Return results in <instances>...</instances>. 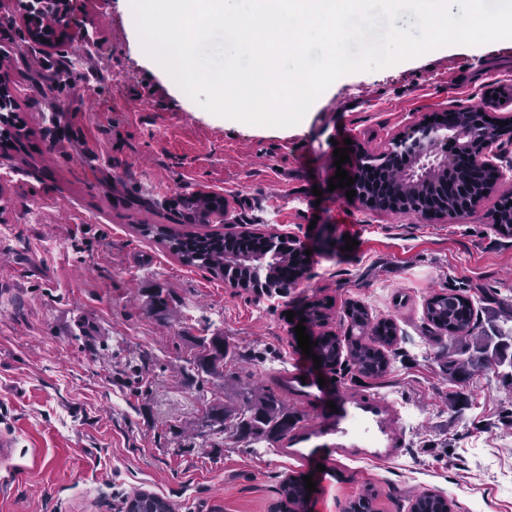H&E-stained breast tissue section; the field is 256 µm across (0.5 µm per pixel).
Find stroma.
Returning a JSON list of instances; mask_svg holds the SVG:
<instances>
[{"instance_id": "obj_1", "label": "stroma", "mask_w": 512, "mask_h": 512, "mask_svg": "<svg viewBox=\"0 0 512 512\" xmlns=\"http://www.w3.org/2000/svg\"><path fill=\"white\" fill-rule=\"evenodd\" d=\"M121 0H73L71 25L90 42L62 51L21 38L26 0H0V77L12 89L21 149L0 147V512H124L148 492L176 512H278L280 481L316 473L274 446L217 434L209 406L236 405L249 383L284 366L313 371L288 312L327 307L343 335L347 302L398 326L383 378L324 371L355 392L385 394L405 433L387 461L339 458L308 512H344L371 492L376 512H409L425 491L453 512H512V366L450 382L425 337V303L467 288L487 334L512 304V237L492 226L494 199L464 217L370 210L329 190L336 143L383 150L438 115L498 101L512 116V39L452 46L346 74L301 124L252 127L183 105L173 77L135 49ZM79 57V111L60 55ZM203 186L231 205L238 229L306 243V276L266 296L184 265L145 224L179 225L167 207ZM357 242L345 250L346 239ZM490 288L495 298L482 299ZM167 310H151L153 295ZM242 351L196 380L187 359L203 336ZM138 363L139 375L128 372Z\"/></svg>"}]
</instances>
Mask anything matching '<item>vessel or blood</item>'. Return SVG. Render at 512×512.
Segmentation results:
<instances>
[{
	"instance_id": "b4317fda",
	"label": "vessel or blood",
	"mask_w": 512,
	"mask_h": 512,
	"mask_svg": "<svg viewBox=\"0 0 512 512\" xmlns=\"http://www.w3.org/2000/svg\"><path fill=\"white\" fill-rule=\"evenodd\" d=\"M277 384L301 403L313 405L317 419L292 427L280 456L307 464L332 467L336 458L385 461L392 459L403 440L400 417L389 399L372 394L319 385L301 369H283Z\"/></svg>"
}]
</instances>
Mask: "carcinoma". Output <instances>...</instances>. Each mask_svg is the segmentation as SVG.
<instances>
[{"instance_id": "cac0c4a2", "label": "carcinoma", "mask_w": 512, "mask_h": 512, "mask_svg": "<svg viewBox=\"0 0 512 512\" xmlns=\"http://www.w3.org/2000/svg\"><path fill=\"white\" fill-rule=\"evenodd\" d=\"M478 118L474 112H457L448 123V132L452 134L458 127L470 128ZM454 173L470 181L473 193L478 194L484 188L478 161H472L465 169L456 167ZM350 175L355 178L358 188L375 200L376 209L386 207L394 197H404L412 205L426 206L422 197L408 191L415 176L414 165L410 162L388 160L376 172L361 168L350 172ZM174 208L191 212L200 224L206 219V204L187 196L176 198ZM490 218L496 230L512 236L511 207L503 204L495 207ZM156 236L184 264L205 269L238 288L248 289L261 282L267 288H287L308 271L301 248L286 245L271 255L266 249V242L257 237L192 235L169 227L156 229ZM425 315L428 326L436 330L437 339L447 336L463 354L474 350L477 361L488 369L503 364L502 353L498 346L492 345V337L480 330L473 303L469 302L464 289L450 288L432 295L426 302ZM344 318L348 323L345 339L324 334L318 340V351L331 366L344 362L362 374L376 378L385 376L390 369L391 358L396 355L393 349L397 340L395 322L389 318L372 320L366 307L357 302L347 303ZM200 345L203 353L187 361L186 366V370L199 378L204 374L217 373L224 366V359L236 356V351L224 344L221 336L204 337ZM209 413L211 420L219 425L217 432L230 430L234 435L254 442L274 443L292 427L288 413L284 412L280 399L272 391L260 397L246 391L236 409L213 406ZM302 492V482L295 477L283 480L279 488L288 504L297 507L300 506ZM452 506L447 498L424 492L415 498L411 509L412 512H451Z\"/></svg>"}]
</instances>
